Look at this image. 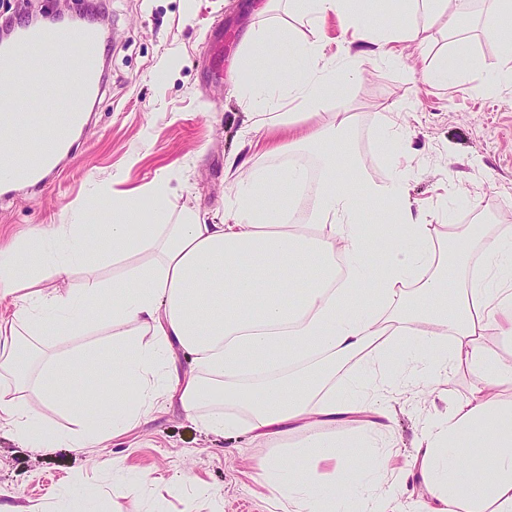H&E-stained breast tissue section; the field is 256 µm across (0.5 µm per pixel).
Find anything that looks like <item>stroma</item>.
I'll use <instances>...</instances> for the list:
<instances>
[{"instance_id":"stroma-1","label":"stroma","mask_w":512,"mask_h":512,"mask_svg":"<svg viewBox=\"0 0 512 512\" xmlns=\"http://www.w3.org/2000/svg\"><path fill=\"white\" fill-rule=\"evenodd\" d=\"M258 3L106 0L111 39L105 44V90L97 110L50 188L0 198V242L36 224L74 223L76 207L118 171L120 191L167 174L172 213L190 209L220 224L238 179L225 165L229 153L241 152L264 167L288 166L289 153L268 155L248 144L251 108L234 93L246 76L242 55L276 71L280 46L265 41L248 49L244 37L253 28L276 27L322 40L331 52L344 47L346 37L336 17L314 29L289 11L286 0L268 13L258 12ZM487 9L486 0H479L457 28L433 26L425 46L408 49L403 63L367 62L361 80L299 121L313 125L336 112L352 113L351 145L367 159L368 175L382 181L390 166L377 139L376 118L397 114L413 131L412 203L435 211L439 224H480L495 234L497 201L512 197V85L482 89L487 75L503 64L499 44L484 30ZM460 37L469 41L473 62L461 63L454 85L425 84L423 72ZM475 383L462 370L451 376L445 394L390 396L388 445L397 453L396 466L412 467L425 417L464 402ZM303 438V432H291L280 447L246 434L224 439L175 408L155 412L99 448L46 452L23 447L1 429L0 493L17 495L20 504L42 512H59L66 491L95 498L100 512H271L256 464L287 456ZM104 459L117 460L130 473L148 472L152 480L138 498L112 496V475L100 465Z\"/></svg>"}]
</instances>
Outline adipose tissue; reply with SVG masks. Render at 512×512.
Returning a JSON list of instances; mask_svg holds the SVG:
<instances>
[{
  "instance_id": "1",
  "label": "adipose tissue",
  "mask_w": 512,
  "mask_h": 512,
  "mask_svg": "<svg viewBox=\"0 0 512 512\" xmlns=\"http://www.w3.org/2000/svg\"><path fill=\"white\" fill-rule=\"evenodd\" d=\"M352 0H288L316 26L328 15L345 19L352 40L341 56L319 41L284 37L287 77L253 66L236 87L255 108L252 133L289 125L288 104L315 109L357 81L367 59L396 60L394 44L422 47L436 20L454 25L451 0H404L382 26L350 8ZM500 45L512 82V0H491L484 20ZM351 116L334 113L306 132L320 151L317 176L302 165L267 168L232 154L240 171L224 203V221L172 215L169 178L157 176L133 194L92 191L87 214L112 199V221L94 234L88 225L38 224L0 248V429L28 448L80 449L126 434L156 410L179 405L210 433L273 442L302 429L295 456L259 461L269 498L288 512H392L408 476L388 481L389 453L377 452L390 416L385 395L435 393L461 367L478 382L464 403L421 429L425 497L411 512H512V405L493 389L512 385V356L482 342L488 323L512 343V236L483 241L473 225L440 233L433 216L413 206L408 184L414 150L406 124L380 114L378 139L392 172L370 179L349 146ZM301 207L304 221L287 214ZM147 224L136 225L142 209ZM486 262L469 270L475 249ZM111 279H102V267ZM457 281L449 296V281ZM95 308L111 347L81 344ZM70 338L68 353L57 342ZM193 358L190 369L180 354ZM358 355L366 367L345 385L337 364ZM87 385L64 388L72 375ZM237 413L225 412V403ZM69 414L74 428L54 427L47 409ZM355 418V436L338 440L323 424ZM487 449L493 467L481 481L467 478L473 448ZM370 461L353 464V455ZM338 477L319 481V464Z\"/></svg>"
}]
</instances>
